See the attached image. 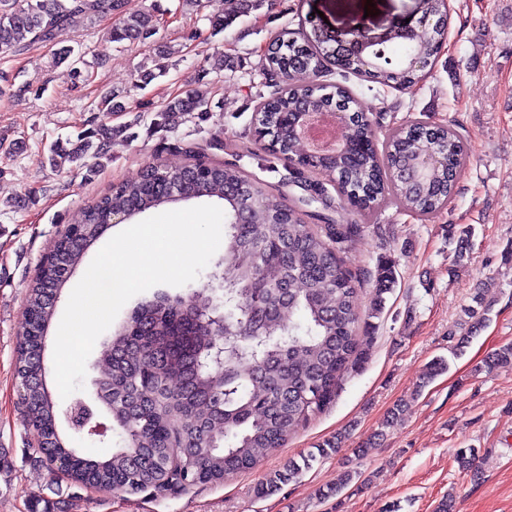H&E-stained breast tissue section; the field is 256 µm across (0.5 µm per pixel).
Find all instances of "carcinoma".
<instances>
[{
    "instance_id": "obj_1",
    "label": "carcinoma",
    "mask_w": 512,
    "mask_h": 512,
    "mask_svg": "<svg viewBox=\"0 0 512 512\" xmlns=\"http://www.w3.org/2000/svg\"><path fill=\"white\" fill-rule=\"evenodd\" d=\"M274 5L275 0H224V13L212 16L211 25L222 32L239 18ZM420 6L437 23L413 39H392L390 57L385 50L367 58L323 52L299 31L277 36L264 52L262 75L273 91L259 103L252 140L272 143L271 152L290 157L296 167L332 173L337 197L324 194L321 204L327 209L346 204L361 222L390 198L424 219L448 210L458 172L469 160L467 145L445 120L402 123L378 142L377 118L358 106L357 93L326 80L329 59L344 74L393 89L421 80L447 37L448 3L420 0ZM78 15L113 19L108 36L116 43L144 42L159 34L154 15L129 11L128 0H0V60L43 42H58ZM54 60L76 75L81 71L82 59L69 46L57 49ZM29 90L0 71V93L23 97ZM306 107L347 113L344 147L335 156L309 154L290 138L293 113ZM127 111L118 95L106 93L70 149L50 145L49 162L68 161L89 170L100 166L105 142L122 133L112 130L105 117ZM208 111L206 96L191 89L156 110L151 125L157 132L173 133L179 119ZM183 151L189 162L178 169L148 163L137 179L112 185L74 220L80 227L78 239L65 234L56 245L72 270L111 224L115 211L133 218L173 204L177 197L224 202V252L234 263L213 274L224 284V339L213 335L205 316L218 303L212 293L161 296L141 305L138 318L112 334L108 369L95 379L97 402L125 436L124 446L103 460L61 437L59 410L46 385L40 350L65 280L57 265L40 268L27 299L15 382L28 426L42 457L56 460L72 481L94 489L159 494L252 469L257 449L283 447L300 422L331 401L341 378L365 364L358 328H371L369 319L381 315L385 294L396 284L395 261L386 257L373 275L369 318L360 320L361 281L344 255L361 235V223L327 222L315 231L303 221L306 197L290 204L233 163L203 167L198 156L206 148L200 144L189 143ZM295 314L301 320H291ZM467 316L453 337L457 351L486 321V312L474 308ZM221 342L220 361L216 346ZM245 360L251 363L246 375L239 370ZM486 364L490 369L511 365L512 344L491 353ZM344 440L338 433L318 446V454L271 473L257 494L277 492L316 456L339 452ZM361 476L347 466L336 483L319 491L320 498L339 496Z\"/></svg>"
}]
</instances>
